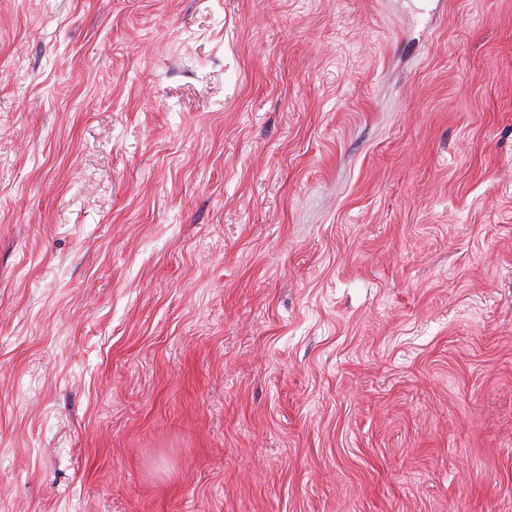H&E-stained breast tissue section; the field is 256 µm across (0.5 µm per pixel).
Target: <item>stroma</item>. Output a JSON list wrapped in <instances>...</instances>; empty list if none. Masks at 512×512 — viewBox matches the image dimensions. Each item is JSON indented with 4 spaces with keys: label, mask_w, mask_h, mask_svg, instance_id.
I'll return each instance as SVG.
<instances>
[{
    "label": "stroma",
    "mask_w": 512,
    "mask_h": 512,
    "mask_svg": "<svg viewBox=\"0 0 512 512\" xmlns=\"http://www.w3.org/2000/svg\"><path fill=\"white\" fill-rule=\"evenodd\" d=\"M0 512H512V0H0Z\"/></svg>",
    "instance_id": "35a3bbf8"
}]
</instances>
